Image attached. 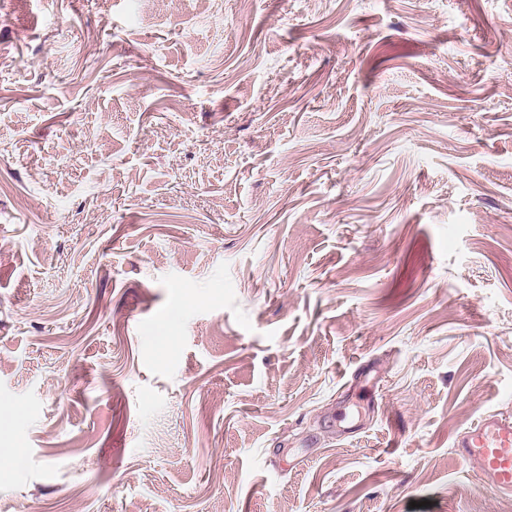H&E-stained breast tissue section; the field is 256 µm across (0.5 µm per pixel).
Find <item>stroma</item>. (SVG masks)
Masks as SVG:
<instances>
[{
    "label": "stroma",
    "instance_id": "stroma-1",
    "mask_svg": "<svg viewBox=\"0 0 512 512\" xmlns=\"http://www.w3.org/2000/svg\"><path fill=\"white\" fill-rule=\"evenodd\" d=\"M512 0H0V512H512ZM454 448L497 492L512 493V417L484 418L465 431Z\"/></svg>",
    "mask_w": 512,
    "mask_h": 512
}]
</instances>
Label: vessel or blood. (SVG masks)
I'll list each match as a JSON object with an SVG mask.
<instances>
[{
	"mask_svg": "<svg viewBox=\"0 0 512 512\" xmlns=\"http://www.w3.org/2000/svg\"><path fill=\"white\" fill-rule=\"evenodd\" d=\"M454 446L497 492L512 493V417H486L465 431Z\"/></svg>",
	"mask_w": 512,
	"mask_h": 512,
	"instance_id": "obj_1",
	"label": "vessel or blood"
}]
</instances>
